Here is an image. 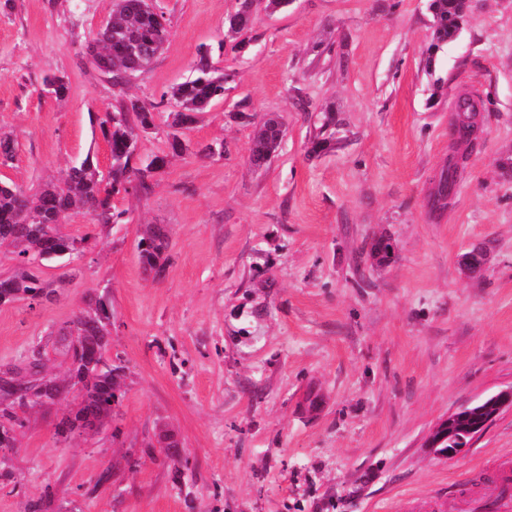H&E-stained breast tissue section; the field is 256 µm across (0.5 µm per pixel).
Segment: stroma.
Masks as SVG:
<instances>
[{
  "mask_svg": "<svg viewBox=\"0 0 512 512\" xmlns=\"http://www.w3.org/2000/svg\"><path fill=\"white\" fill-rule=\"evenodd\" d=\"M157 2L170 40L121 89L87 53L113 0H0V136L15 146L0 179L23 188L63 182L87 157L106 170L105 112L122 93L159 100L192 76L200 45L231 77L182 154L167 153L161 107L140 152L167 154L165 169L148 196L115 197L128 221L92 252L40 268L51 299L0 306L6 367L109 294V356L124 368L98 433L56 435L71 399L27 412L0 512H469L512 464V411L454 458L427 441L452 411L512 387V0H466L440 46L430 0H292L257 7L236 36L238 0ZM52 77L65 99L44 93ZM463 94L482 105L472 147L449 132ZM328 108L336 134L315 153ZM271 115L285 136L258 168L250 147ZM215 141L223 155L203 156ZM462 154L447 208L433 209ZM149 226L169 243L158 279L137 257Z\"/></svg>",
  "mask_w": 512,
  "mask_h": 512,
  "instance_id": "obj_1",
  "label": "stroma"
}]
</instances>
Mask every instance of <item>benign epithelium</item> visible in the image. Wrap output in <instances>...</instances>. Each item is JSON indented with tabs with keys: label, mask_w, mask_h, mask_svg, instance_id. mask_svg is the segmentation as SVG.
<instances>
[{
	"label": "benign epithelium",
	"mask_w": 512,
	"mask_h": 512,
	"mask_svg": "<svg viewBox=\"0 0 512 512\" xmlns=\"http://www.w3.org/2000/svg\"><path fill=\"white\" fill-rule=\"evenodd\" d=\"M512 410V387L453 412L428 440L427 447L446 459L454 458L479 438L503 411Z\"/></svg>",
	"instance_id": "benign-epithelium-1"
}]
</instances>
